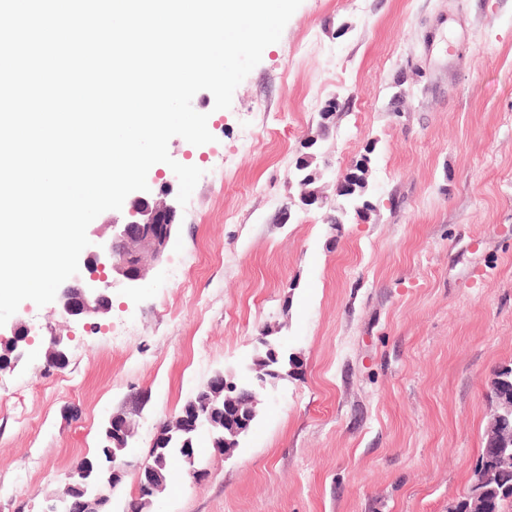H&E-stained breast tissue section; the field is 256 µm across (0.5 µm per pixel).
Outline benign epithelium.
I'll return each mask as SVG.
<instances>
[{"label": "benign epithelium", "mask_w": 512, "mask_h": 512, "mask_svg": "<svg viewBox=\"0 0 512 512\" xmlns=\"http://www.w3.org/2000/svg\"><path fill=\"white\" fill-rule=\"evenodd\" d=\"M159 194L163 195L159 200L151 201L143 196L131 199L123 219L110 224L109 235L96 234L90 239V245L81 253L78 274L58 289V304L66 316L87 320L94 315L108 313L112 309L110 287L114 280L119 279L135 287L144 278L146 261L158 264L163 260L178 232V224L176 207L164 200L169 195L168 186H161ZM258 340L266 348V356L255 358L256 364L250 367L254 372L250 387H240L233 374L217 371L189 400L195 426L208 430L220 426L224 430V436L220 437L223 447L218 452L226 457L238 446L239 438L250 430L258 404L256 390L288 378L291 371L299 366L297 354L279 350L262 336ZM21 343L29 346L32 339L29 328L17 318L11 323L10 333H0V344L14 347L12 367L26 354V350L19 348ZM510 375L512 369L503 367L491 381L490 388L495 391L492 427L498 429L500 435L486 443L488 450L482 459L484 463H494L499 471L507 474H512V389L505 386ZM142 408L143 401L132 394L122 409L112 413L109 418L112 441L128 443V438L135 431L134 416ZM162 437L160 431H155L151 451L136 464L125 456H114L106 470L87 472V478L98 484V492L94 496L75 497L72 483L64 481L54 495V509L63 504L67 512H102L103 504L110 502L102 490L119 484L130 467L135 468L139 478L136 497L147 505L151 504L162 460L155 448L159 447ZM182 465L192 483L204 479V473L196 466L194 449H184Z\"/></svg>", "instance_id": "7a95c632"}]
</instances>
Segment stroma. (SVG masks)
Here are the masks:
<instances>
[{"label": "stroma", "instance_id": "obj_1", "mask_svg": "<svg viewBox=\"0 0 512 512\" xmlns=\"http://www.w3.org/2000/svg\"><path fill=\"white\" fill-rule=\"evenodd\" d=\"M331 100L303 209L295 163ZM192 106L214 140L168 143L203 175L163 262L113 284L97 330L54 302L17 310L34 342L0 370V512H40L136 392L127 454L144 458L264 329L297 376L260 391L231 457L200 442L205 479L171 480L152 512H448L512 365V0H302L229 109L206 90ZM364 156L359 215L336 184ZM55 332L63 369L45 361Z\"/></svg>", "mask_w": 512, "mask_h": 512}]
</instances>
